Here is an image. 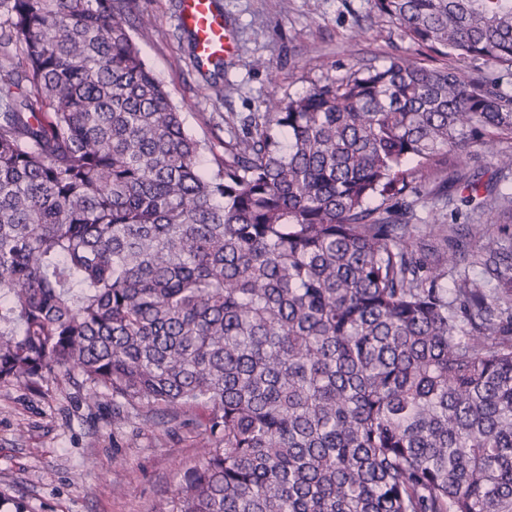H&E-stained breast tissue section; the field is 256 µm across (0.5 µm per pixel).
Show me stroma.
<instances>
[{"instance_id":"1","label":"stroma","mask_w":512,"mask_h":512,"mask_svg":"<svg viewBox=\"0 0 512 512\" xmlns=\"http://www.w3.org/2000/svg\"><path fill=\"white\" fill-rule=\"evenodd\" d=\"M235 50L223 71L206 78L195 65L179 24V0H138L130 26L146 65L171 94L188 130L210 145L213 168L223 143L243 136L274 99L297 98L342 76L356 63L383 65L388 55L414 54L393 24L376 23L369 0H218ZM269 69H256V59ZM481 224L466 252L497 241L512 246V215L474 211L421 190L409 223L421 238L433 225ZM111 398L71 382L35 391L0 383V512H157L199 466L195 426L204 408L177 417L148 413L124 421Z\"/></svg>"}]
</instances>
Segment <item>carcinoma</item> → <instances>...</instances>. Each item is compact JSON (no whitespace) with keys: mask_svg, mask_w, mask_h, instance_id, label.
I'll list each match as a JSON object with an SVG mask.
<instances>
[{"mask_svg":"<svg viewBox=\"0 0 512 512\" xmlns=\"http://www.w3.org/2000/svg\"><path fill=\"white\" fill-rule=\"evenodd\" d=\"M137 0H0V382L203 406L162 512H512V251L414 257L401 205L512 142V0H370L417 56L271 101L216 169Z\"/></svg>","mask_w":512,"mask_h":512,"instance_id":"carcinoma-1","label":"carcinoma"}]
</instances>
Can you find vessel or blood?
Segmentation results:
<instances>
[{"label": "vessel or blood", "mask_w": 512, "mask_h": 512, "mask_svg": "<svg viewBox=\"0 0 512 512\" xmlns=\"http://www.w3.org/2000/svg\"><path fill=\"white\" fill-rule=\"evenodd\" d=\"M179 21L192 35L200 60L222 57L232 51L233 43L216 0H182Z\"/></svg>", "instance_id": "obj_1"}]
</instances>
